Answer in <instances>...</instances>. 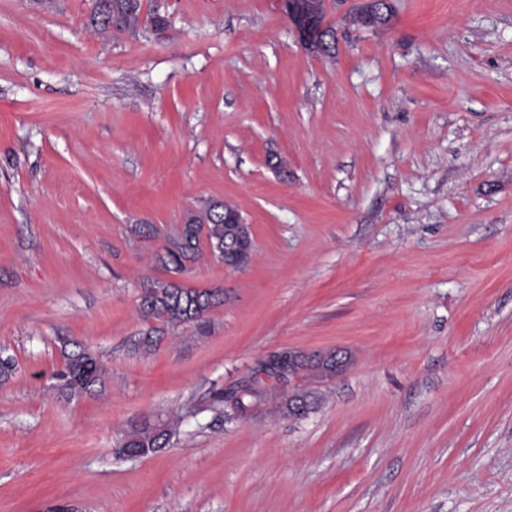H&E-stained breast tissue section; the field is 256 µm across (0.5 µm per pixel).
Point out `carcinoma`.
<instances>
[{"mask_svg": "<svg viewBox=\"0 0 512 512\" xmlns=\"http://www.w3.org/2000/svg\"><path fill=\"white\" fill-rule=\"evenodd\" d=\"M140 15V0H95L88 27L96 31L126 32L138 26ZM233 210V205L214 200L199 213L189 214L169 245L155 253L156 264L169 273L178 274L187 264L201 260L206 248L211 256L224 260V243L238 238L241 231L237 224L224 223V212ZM222 304L224 290L221 288H188L174 281L156 280L143 288L139 309L145 317L177 328L201 320ZM104 375L99 359L85 348L67 355L65 371L60 373L65 385L75 394L103 384ZM274 379L276 375L270 371L262 378H255L253 384L243 390L240 408L250 411L265 401L269 394L266 383ZM175 427L174 420L147 418L130 425L123 443L139 454L156 453L168 445Z\"/></svg>", "mask_w": 512, "mask_h": 512, "instance_id": "carcinoma-1", "label": "carcinoma"}]
</instances>
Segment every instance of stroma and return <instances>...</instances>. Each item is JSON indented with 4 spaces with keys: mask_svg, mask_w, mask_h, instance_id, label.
Wrapping results in <instances>:
<instances>
[{
    "mask_svg": "<svg viewBox=\"0 0 512 512\" xmlns=\"http://www.w3.org/2000/svg\"><path fill=\"white\" fill-rule=\"evenodd\" d=\"M357 3L326 58L280 0H143L166 32L105 37L90 0H0V512H512V0ZM215 199L250 264L189 265L223 305L133 350L153 255ZM66 341L103 385L69 394ZM278 346L352 361L298 379L304 418L225 417ZM365 3L370 4L371 11L373 13V16L375 18L376 26H386L389 23L386 22V17H382L380 13V8L382 11L389 10V7H391L390 1L387 0H370L365 1ZM361 4L354 9V12L350 14L349 16V22L353 25H361L365 27H372L366 24V8L367 4ZM176 424L175 420L164 421L161 418L134 422L125 431L123 443L139 454L156 453L166 448Z\"/></svg>",
    "mask_w": 512,
    "mask_h": 512,
    "instance_id": "1",
    "label": "stroma"
}]
</instances>
